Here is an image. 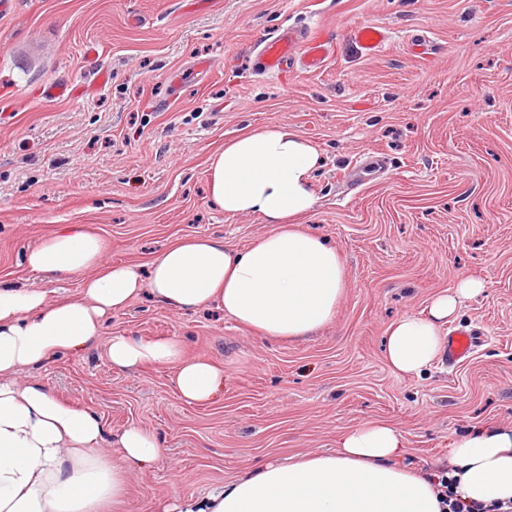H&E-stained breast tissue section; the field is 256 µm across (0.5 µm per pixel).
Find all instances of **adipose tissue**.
I'll use <instances>...</instances> for the list:
<instances>
[{
  "mask_svg": "<svg viewBox=\"0 0 512 512\" xmlns=\"http://www.w3.org/2000/svg\"><path fill=\"white\" fill-rule=\"evenodd\" d=\"M208 164L216 208L255 214L272 226L249 248L186 239L144 270L106 261V244L73 228L29 248L24 262L50 280L79 278L77 297L51 301L35 286H0V512H99L119 500L131 469L158 456L146 430L130 426L111 438L92 408L17 380L55 354L85 347L139 294L178 310L214 306L274 339H304L334 318L346 286L341 256L299 224L316 203L319 149L282 125L226 141ZM483 288L481 280L462 279L432 299L426 316L393 321L384 336L392 373L407 377L430 368L445 351L443 325ZM107 356L121 371L168 369L190 403L212 401L224 383L223 369L188 357L171 338L116 334ZM403 449L394 426L365 422L342 434L335 450L259 463L205 496H179L174 510L445 512L438 473L402 465ZM448 474L465 502L512 501V428L485 425L457 436L448 449Z\"/></svg>",
  "mask_w": 512,
  "mask_h": 512,
  "instance_id": "obj_1",
  "label": "adipose tissue"
}]
</instances>
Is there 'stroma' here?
Returning a JSON list of instances; mask_svg holds the SVG:
<instances>
[{
	"mask_svg": "<svg viewBox=\"0 0 512 512\" xmlns=\"http://www.w3.org/2000/svg\"><path fill=\"white\" fill-rule=\"evenodd\" d=\"M383 26L367 55L353 32ZM294 25L333 40L315 72L251 69L260 37ZM52 82L69 98L40 96ZM289 126L324 162L303 224L336 245L348 280L331 322L267 339L211 308L134 298L86 347L24 370L94 409L106 431L137 425L160 457L126 478L119 512H164L264 460L317 453L368 420L397 426L412 468L437 469L459 434L512 426V0H11L0 12V282L76 296L24 263L69 227L109 260L148 266L187 237L244 249L270 227L208 193V158L254 128ZM484 284L451 329L476 338L456 367L400 377L383 337L465 278ZM172 337L224 369L206 404L167 370L118 371L113 334Z\"/></svg>",
	"mask_w": 512,
	"mask_h": 512,
	"instance_id": "35a3bbf8",
	"label": "stroma"
}]
</instances>
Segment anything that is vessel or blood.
Returning a JSON list of instances; mask_svg holds the SVG:
<instances>
[{
	"instance_id": "vessel-or-blood-1",
	"label": "vessel or blood",
	"mask_w": 512,
	"mask_h": 512,
	"mask_svg": "<svg viewBox=\"0 0 512 512\" xmlns=\"http://www.w3.org/2000/svg\"><path fill=\"white\" fill-rule=\"evenodd\" d=\"M354 39L365 54L371 55L384 46L388 34L382 26L366 23L355 29ZM330 52L331 46L326 40H314L294 27L284 26L256 41L251 54L252 69L268 77L279 75L291 65L313 72L323 67ZM473 348V336L454 330L448 335L445 357L453 366L465 361Z\"/></svg>"
}]
</instances>
